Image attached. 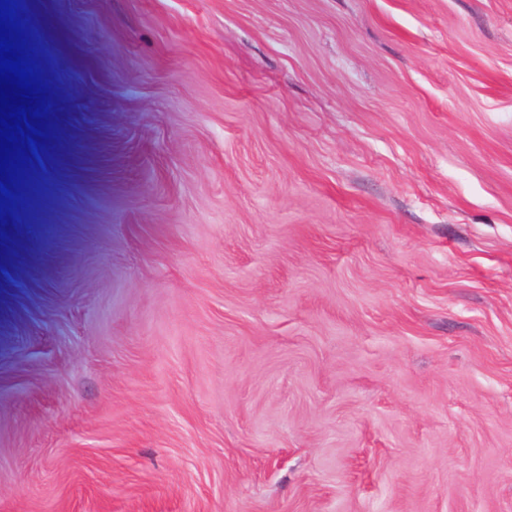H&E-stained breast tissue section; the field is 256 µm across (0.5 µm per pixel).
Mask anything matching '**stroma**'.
Here are the masks:
<instances>
[{"label":"stroma","mask_w":512,"mask_h":512,"mask_svg":"<svg viewBox=\"0 0 512 512\" xmlns=\"http://www.w3.org/2000/svg\"><path fill=\"white\" fill-rule=\"evenodd\" d=\"M0 512H512V0H24Z\"/></svg>","instance_id":"obj_1"}]
</instances>
